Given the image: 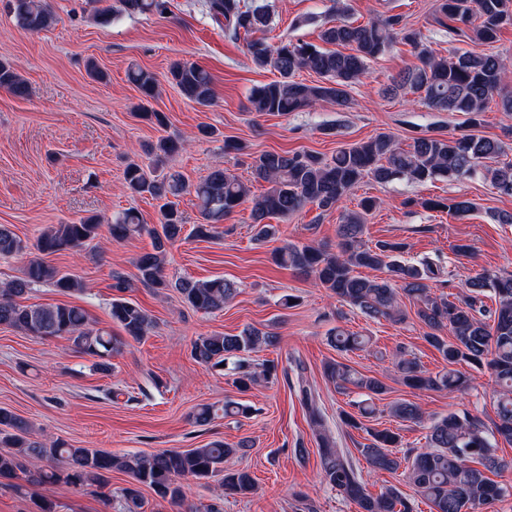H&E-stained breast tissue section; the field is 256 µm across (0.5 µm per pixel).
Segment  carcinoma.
I'll list each match as a JSON object with an SVG mask.
<instances>
[{"mask_svg":"<svg viewBox=\"0 0 512 512\" xmlns=\"http://www.w3.org/2000/svg\"><path fill=\"white\" fill-rule=\"evenodd\" d=\"M130 15L162 14L166 0H121ZM17 25L28 32H40L51 26L54 15L46 0H7ZM212 20L224 27L233 40L245 42L252 63L260 69L279 74V79L252 89V109L264 114L287 115L300 112L320 101H332L340 107L351 104L350 88L368 69L371 61L389 52L399 43L410 46L420 64L392 77L383 89L385 95L410 91L435 112H462L471 127L496 98L502 110L512 112V95L500 97L506 61L485 52L499 40L502 29L512 27V0H436L437 21L447 25L448 34L469 42L473 49L448 58L438 57L427 46V36L408 26L401 15L356 25L333 19L322 27L318 46L303 41H282L277 45L263 36L272 22L264 6L243 8L241 0H207ZM302 70L312 71L321 82L305 84L294 80ZM128 79L146 99L155 97L157 79L140 67L128 71ZM169 80L188 100L211 104L213 78L197 62H175ZM0 88L18 98L29 94L28 82L11 63L0 55ZM505 155L501 141L462 133L448 139L424 136L413 140L409 148L380 133L353 143L326 159L311 152L267 151L251 165L254 177L268 184L266 192L253 199L251 219L256 239L265 241L275 235V227L264 223L272 216L287 217L305 205L322 211L336 208L364 179L386 184L400 177L422 183L448 177H471L482 173L501 196L512 197V162H500ZM158 164L131 162L124 171L127 188L133 194H149L162 202L161 229L150 228L141 215L128 209L108 225L112 239L123 241L142 233L153 239V251L136 261L139 281L148 288H174L183 301L196 311L212 313L224 308L237 291L224 278L170 281L165 275L167 245L174 243L184 229L183 214L171 198L192 194L202 221L192 234L201 239L214 237L216 225L224 223L238 207L250 199V188L227 168L214 167L196 184L179 172L157 173ZM420 205L429 210L446 211L466 217L475 204L462 197L424 199ZM375 197L359 201L360 210L348 212L337 228L336 251L312 245L284 243L273 251L274 261L286 268L300 270L341 301L359 309L371 319L402 322L406 314L399 304L403 294L417 304L416 315L423 325V339L448 362V369L431 373L406 353L395 364L401 382L414 390L461 391L470 382L467 366L488 373L495 384L497 422L495 433L512 442V274L483 272L470 278L469 295L454 302L448 296L431 293L430 283L446 284L440 268L424 259L409 264L402 259L406 244L380 240L372 245L362 239L363 215L377 209ZM100 224L94 217L69 224H55L42 231L36 247L46 254L75 251L98 235ZM22 240L6 225H0V258L21 254ZM359 268L384 269L385 279H368L356 274ZM47 283L62 293L80 289L81 282L60 273L41 261L32 260L23 276L0 287V326L6 325L42 338L64 337L80 353L98 358L95 367L107 372L110 360L123 354L127 339L142 340L153 322L137 303L125 298L112 301V320L124 331L122 336L92 326L86 311L68 304L22 305L17 298L31 286ZM497 305L488 307L486 295ZM273 342V336L255 328L236 335L214 333L200 336L191 346L192 359L204 366L218 368L233 363V383L241 392L260 382L278 380V365L267 363L256 372L245 355ZM370 339L338 330L330 344L340 354L362 351ZM325 377L339 390L351 385L368 395L387 392L377 378L359 373L350 365L330 360L323 366ZM300 401L306 409L309 425L318 445L320 482L353 501L358 512H413L409 499L395 485L377 495L368 492L366 480L352 460V452L341 446L326 426L322 407L311 389L299 387ZM224 416L248 418L255 409L237 401L224 403ZM374 411L359 405L355 411H342L340 418L349 428L365 434L356 451L377 475L406 474L416 493L431 503L433 512H479V509L512 493V486L490 478L506 469L512 461L497 454L483 422L469 413H450L432 422L427 435L428 447L400 456L402 436L391 429L367 426L363 419ZM390 414L399 422L422 421L420 407L406 400L390 404ZM249 447L241 440L231 446L213 441L199 448L165 450L159 453L112 454L92 448H77L58 440L51 441L34 432L29 422L0 408V478L24 476L32 484L64 483L76 487L105 488L114 471L129 476V486L120 489L127 512H139L143 505L142 488L173 504L185 503L184 481H214L224 494L248 496L256 482L246 469L224 470V461Z\"/></svg>","mask_w":512,"mask_h":512,"instance_id":"carcinoma-1","label":"carcinoma"}]
</instances>
